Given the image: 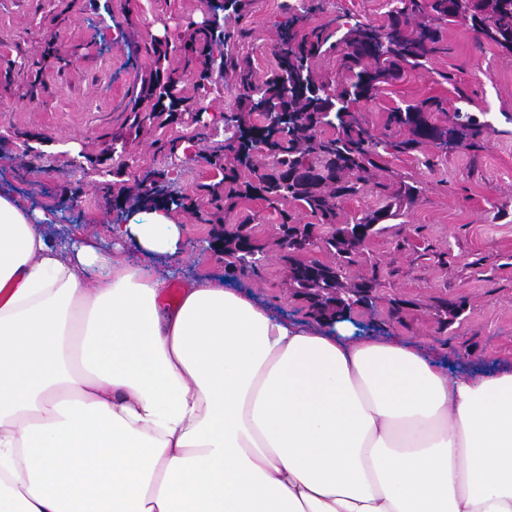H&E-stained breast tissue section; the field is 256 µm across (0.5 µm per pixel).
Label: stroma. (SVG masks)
Returning a JSON list of instances; mask_svg holds the SVG:
<instances>
[{
    "mask_svg": "<svg viewBox=\"0 0 512 512\" xmlns=\"http://www.w3.org/2000/svg\"><path fill=\"white\" fill-rule=\"evenodd\" d=\"M309 26L362 16L383 24L385 0H306ZM297 0H0V187L35 209L56 211L55 236L81 233L112 246L108 227L149 209L133 170L165 169L182 195L171 206L181 247L171 265L180 277L224 270V225L206 184L205 161L224 143L238 111L236 90L219 73L187 75L175 95L202 109L181 112L130 130L127 115L155 67L182 69L186 49L250 58L257 79L274 64L280 24ZM212 32L205 45L198 31ZM448 51L428 68L406 70L374 99L354 103L370 131L400 141L407 128L387 126L389 109L428 97L447 126L456 108L474 113L483 128L473 147L429 143L384 156L377 179L417 184V194L393 199L398 215L363 248L345 286L376 277L369 306L350 317L376 334H396L439 353L443 363L477 361L489 370L512 361V53L479 38L468 22L446 25ZM168 44L156 60L153 41ZM448 72L453 83L437 82ZM176 140L178 164L159 152ZM123 153L131 170L119 175L107 147ZM255 237L264 246L257 273L227 272L229 280L289 317L312 321L290 286L279 247V215L253 201Z\"/></svg>",
    "mask_w": 512,
    "mask_h": 512,
    "instance_id": "obj_1",
    "label": "stroma"
}]
</instances>
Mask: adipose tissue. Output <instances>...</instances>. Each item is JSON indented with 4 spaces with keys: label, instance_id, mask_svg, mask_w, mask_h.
I'll return each instance as SVG.
<instances>
[{
    "label": "adipose tissue",
    "instance_id": "ef3b65f1",
    "mask_svg": "<svg viewBox=\"0 0 512 512\" xmlns=\"http://www.w3.org/2000/svg\"><path fill=\"white\" fill-rule=\"evenodd\" d=\"M0 190V512H512V365L451 372L204 273L181 226L46 235Z\"/></svg>",
    "mask_w": 512,
    "mask_h": 512
}]
</instances>
